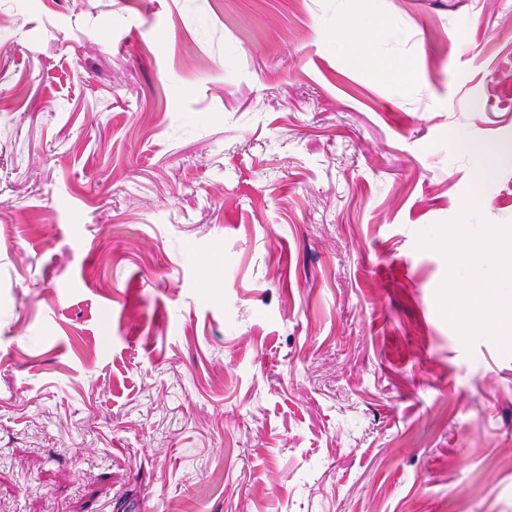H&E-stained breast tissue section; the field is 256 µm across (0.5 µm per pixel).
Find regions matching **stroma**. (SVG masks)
I'll return each instance as SVG.
<instances>
[{
  "mask_svg": "<svg viewBox=\"0 0 512 512\" xmlns=\"http://www.w3.org/2000/svg\"><path fill=\"white\" fill-rule=\"evenodd\" d=\"M477 142L512 0H0V512H512ZM377 32L388 33L389 29L383 19L373 16L348 24L337 36L353 54H358L369 47L371 36Z\"/></svg>",
  "mask_w": 512,
  "mask_h": 512,
  "instance_id": "35a3bbf8",
  "label": "stroma"
}]
</instances>
